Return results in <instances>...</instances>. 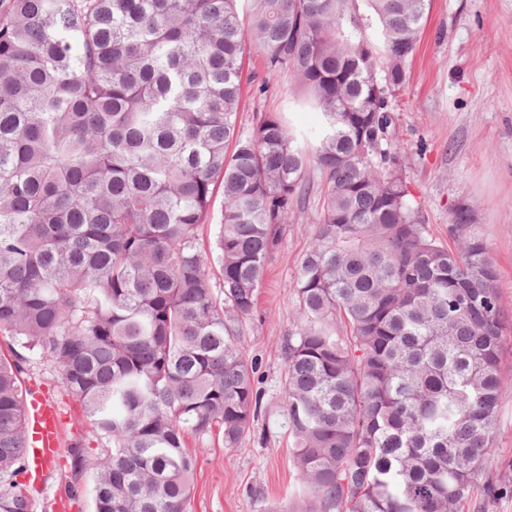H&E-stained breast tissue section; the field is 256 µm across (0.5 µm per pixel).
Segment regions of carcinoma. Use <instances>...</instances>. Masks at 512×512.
I'll list each match as a JSON object with an SVG mask.
<instances>
[{
    "instance_id": "obj_1",
    "label": "carcinoma",
    "mask_w": 512,
    "mask_h": 512,
    "mask_svg": "<svg viewBox=\"0 0 512 512\" xmlns=\"http://www.w3.org/2000/svg\"><path fill=\"white\" fill-rule=\"evenodd\" d=\"M430 0H8L0 7V512L24 487L30 357L107 448L94 512H188L187 436L262 409L241 349L267 261L317 197L283 345L291 512H461L494 447L512 331L471 209L437 241L390 98ZM321 114L241 130L246 54ZM224 198L215 250L198 229Z\"/></svg>"
}]
</instances>
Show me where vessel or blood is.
Listing matches in <instances>:
<instances>
[{
    "mask_svg": "<svg viewBox=\"0 0 512 512\" xmlns=\"http://www.w3.org/2000/svg\"><path fill=\"white\" fill-rule=\"evenodd\" d=\"M28 420L30 437L27 458L35 484H42L49 462L61 448V428L56 404L47 396L30 391Z\"/></svg>",
    "mask_w": 512,
    "mask_h": 512,
    "instance_id": "obj_1",
    "label": "vessel or blood"
}]
</instances>
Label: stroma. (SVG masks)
Masks as SVG:
<instances>
[{
  "instance_id": "35a3bbf8",
  "label": "stroma",
  "mask_w": 512,
  "mask_h": 512,
  "mask_svg": "<svg viewBox=\"0 0 512 512\" xmlns=\"http://www.w3.org/2000/svg\"><path fill=\"white\" fill-rule=\"evenodd\" d=\"M295 91L285 73L271 78L264 96L245 91L241 127L252 130L261 113L287 111ZM391 113V130L405 146L400 162L430 233L451 245L450 212L468 204L470 231L493 252L502 302L512 315V0H431ZM316 215L310 203L286 225L256 309L242 326L241 345L263 393V410L238 447H224L215 436L191 440L197 470L190 512H275L296 489L282 404V345L295 329L294 276ZM53 374L50 363L35 357L24 376L55 401L63 434L41 492L31 495L33 512H93L92 473L72 467L70 450L79 441L97 454L104 443ZM485 468L507 490L492 498L476 490L467 512H512V393L499 403L496 443Z\"/></svg>"
}]
</instances>
